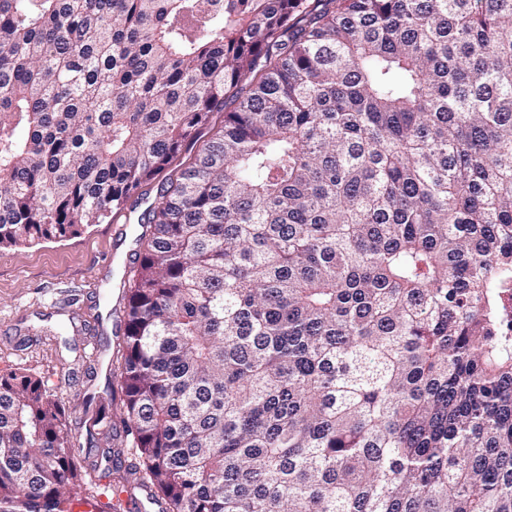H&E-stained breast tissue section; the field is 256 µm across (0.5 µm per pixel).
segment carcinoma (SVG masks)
<instances>
[{"mask_svg":"<svg viewBox=\"0 0 512 512\" xmlns=\"http://www.w3.org/2000/svg\"><path fill=\"white\" fill-rule=\"evenodd\" d=\"M155 182L117 455L168 512H512V0H0V248ZM65 416L0 375V512L125 492ZM500 328L507 336L512 334V282L499 292Z\"/></svg>","mask_w":512,"mask_h":512,"instance_id":"cac0c4a2","label":"carcinoma"}]
</instances>
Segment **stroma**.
Instances as JSON below:
<instances>
[{
  "label": "stroma",
  "mask_w": 512,
  "mask_h": 512,
  "mask_svg": "<svg viewBox=\"0 0 512 512\" xmlns=\"http://www.w3.org/2000/svg\"><path fill=\"white\" fill-rule=\"evenodd\" d=\"M137 213L81 235L0 249V371L47 381L73 445L88 393L119 373L115 309L141 245Z\"/></svg>",
  "instance_id": "obj_1"
}]
</instances>
